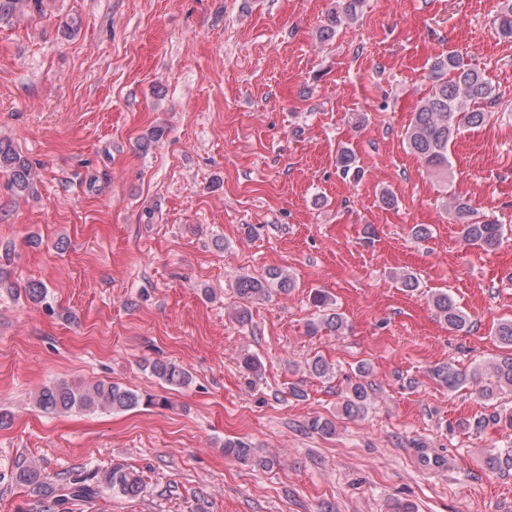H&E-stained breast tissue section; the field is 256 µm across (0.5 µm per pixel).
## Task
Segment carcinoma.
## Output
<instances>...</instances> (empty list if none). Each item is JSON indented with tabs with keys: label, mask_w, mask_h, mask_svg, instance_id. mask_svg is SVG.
<instances>
[{
	"label": "carcinoma",
	"mask_w": 512,
	"mask_h": 512,
	"mask_svg": "<svg viewBox=\"0 0 512 512\" xmlns=\"http://www.w3.org/2000/svg\"><path fill=\"white\" fill-rule=\"evenodd\" d=\"M361 2L362 0H343L340 9L328 15L325 24L319 29L320 41L332 40L339 28L358 15ZM25 7L37 9L41 7V0H0V15L17 12ZM496 24L498 35L512 41L511 3L501 9ZM430 79L431 90L415 107L406 133V143L426 169L446 175L450 164V143L460 129L485 124L492 115L490 108L498 104L500 94L485 76L484 70L471 64L464 55L457 52L435 58L431 64ZM336 169L344 178L356 179L361 174L357 157L348 148L341 149L337 154ZM1 170L9 175L10 186L16 192L23 193L32 186L33 175L29 162L8 141H0ZM449 208L461 224L465 243L485 249H494L502 244L505 237L504 225L494 219L472 221L468 204L456 197L449 201ZM290 288L291 278L277 269L268 270L262 277L246 274L236 280V294L245 301L266 297L274 289L286 292ZM310 300L318 310L316 319L308 324L310 334L315 335L325 329L337 333L344 328V317L332 308L328 295L315 291ZM431 302L436 316L448 329L463 331L470 328L467 316L448 293L434 294ZM489 369L491 381L482 389V396L491 400L502 392H512V352L491 363ZM151 370L171 388H181L190 383L189 373L174 362H154ZM480 372L481 369L476 368L467 374L449 361L436 367L433 375L448 390L456 391L475 380ZM368 400L365 384L356 383L350 387L345 397L343 412L349 417L358 416L367 409ZM142 403L162 408L171 406L165 396L144 397L134 390L110 382L85 386H74L63 381L52 382L43 386L36 394L37 406L51 415L94 413L99 410L120 413L133 410ZM224 455L241 464L262 468L275 463V458L259 455L251 444L241 439L225 440ZM13 481L36 497V512H52L71 501H91L103 488L127 498L140 497L145 490L141 475L121 463H115L102 472L94 471L83 478L51 479L38 464L30 462L17 467Z\"/></svg>",
	"instance_id": "cac0c4a2"
}]
</instances>
